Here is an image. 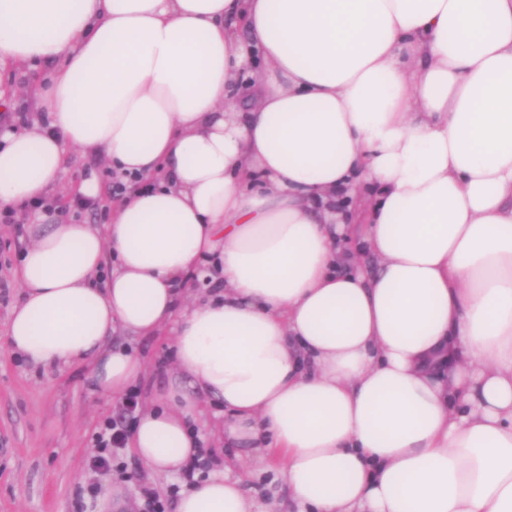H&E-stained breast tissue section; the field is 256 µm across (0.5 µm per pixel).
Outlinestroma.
Wrapping results in <instances>:
<instances>
[{
  "label": "stroma",
  "mask_w": 512,
  "mask_h": 512,
  "mask_svg": "<svg viewBox=\"0 0 512 512\" xmlns=\"http://www.w3.org/2000/svg\"><path fill=\"white\" fill-rule=\"evenodd\" d=\"M28 243L16 225L0 223V512H96V489L111 485L127 512H141L144 490L175 501L184 478L148 470L121 449L126 472L92 468L93 436L107 420H135L147 402L172 384L191 389L170 356L171 328L142 337L116 330L110 346L123 347L146 360L143 376L125 398L102 397L89 388L90 361L66 368L28 364L6 344L12 306L20 299L14 270Z\"/></svg>",
  "instance_id": "obj_1"
}]
</instances>
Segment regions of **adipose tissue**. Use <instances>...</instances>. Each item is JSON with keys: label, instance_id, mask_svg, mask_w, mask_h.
I'll return each mask as SVG.
<instances>
[{"label": "adipose tissue", "instance_id": "1", "mask_svg": "<svg viewBox=\"0 0 512 512\" xmlns=\"http://www.w3.org/2000/svg\"><path fill=\"white\" fill-rule=\"evenodd\" d=\"M42 62L0 209L70 147L131 189L33 215L9 350L114 397L144 362L113 330L169 326L194 389L140 413L151 471L204 398L293 512H512V0H0V72ZM250 478L176 512H269ZM47 198L51 200L50 203L53 204L57 211H62L63 213L77 211L76 216L83 219L86 224H93L100 228L107 221L100 217L99 211L94 209L93 206L81 205L82 202L76 193L66 195L55 191L51 192Z\"/></svg>", "mask_w": 512, "mask_h": 512}]
</instances>
